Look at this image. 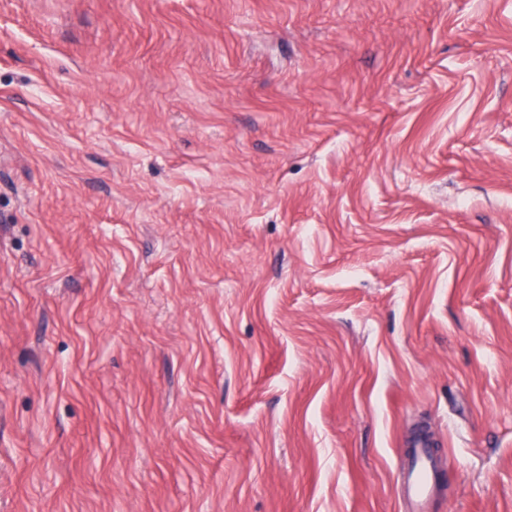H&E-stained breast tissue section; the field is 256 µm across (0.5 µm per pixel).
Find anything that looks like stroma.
I'll return each mask as SVG.
<instances>
[{"mask_svg": "<svg viewBox=\"0 0 512 512\" xmlns=\"http://www.w3.org/2000/svg\"><path fill=\"white\" fill-rule=\"evenodd\" d=\"M512 512V0H0V512ZM429 445L423 440L412 443L407 449L413 453V462L404 472L407 498L412 512H426L429 501L437 490L442 471L430 454Z\"/></svg>", "mask_w": 512, "mask_h": 512, "instance_id": "stroma-1", "label": "stroma"}]
</instances>
